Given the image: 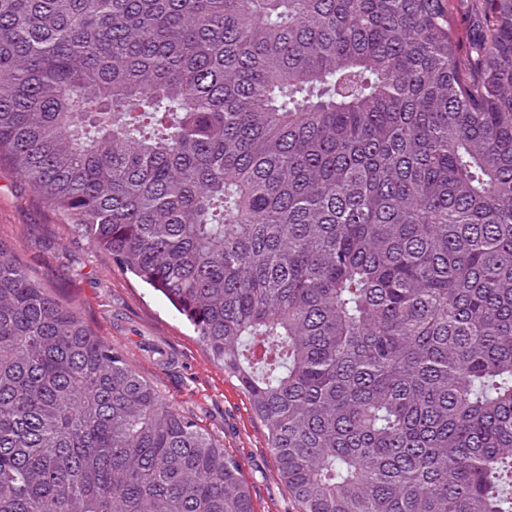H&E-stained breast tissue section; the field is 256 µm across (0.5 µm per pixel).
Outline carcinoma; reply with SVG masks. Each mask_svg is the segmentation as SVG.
<instances>
[{"mask_svg":"<svg viewBox=\"0 0 512 512\" xmlns=\"http://www.w3.org/2000/svg\"><path fill=\"white\" fill-rule=\"evenodd\" d=\"M0 163L238 379L299 512H512V0H0ZM0 512H254L3 242Z\"/></svg>","mask_w":512,"mask_h":512,"instance_id":"1","label":"carcinoma"}]
</instances>
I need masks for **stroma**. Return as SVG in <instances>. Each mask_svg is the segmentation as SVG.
<instances>
[{
	"instance_id": "obj_1",
	"label": "stroma",
	"mask_w": 512,
	"mask_h": 512,
	"mask_svg": "<svg viewBox=\"0 0 512 512\" xmlns=\"http://www.w3.org/2000/svg\"><path fill=\"white\" fill-rule=\"evenodd\" d=\"M0 240L15 246L34 279L76 301L99 336L223 444L249 487L254 512H298L239 381L212 359L164 296L122 271L6 166H0ZM158 344L169 349L173 363L158 361L151 351Z\"/></svg>"
}]
</instances>
